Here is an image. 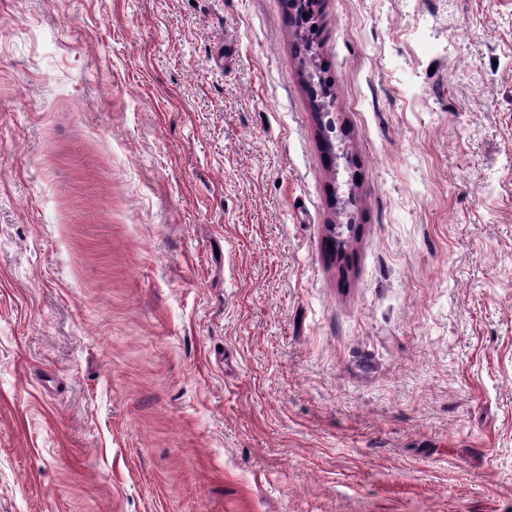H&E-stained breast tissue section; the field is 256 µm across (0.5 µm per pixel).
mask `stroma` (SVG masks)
<instances>
[{
	"mask_svg": "<svg viewBox=\"0 0 512 512\" xmlns=\"http://www.w3.org/2000/svg\"><path fill=\"white\" fill-rule=\"evenodd\" d=\"M315 10L337 172L285 0H0V512H512V0Z\"/></svg>",
	"mask_w": 512,
	"mask_h": 512,
	"instance_id": "stroma-1",
	"label": "stroma"
}]
</instances>
